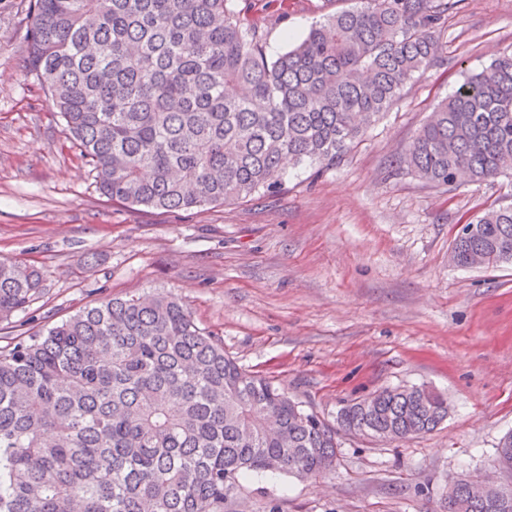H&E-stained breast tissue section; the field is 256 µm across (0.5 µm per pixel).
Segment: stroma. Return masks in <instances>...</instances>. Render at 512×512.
I'll return each mask as SVG.
<instances>
[{
	"label": "stroma",
	"instance_id": "obj_1",
	"mask_svg": "<svg viewBox=\"0 0 512 512\" xmlns=\"http://www.w3.org/2000/svg\"><path fill=\"white\" fill-rule=\"evenodd\" d=\"M19 0H0V261L46 289L0 322L10 338L105 297L169 293L240 365L332 423L346 402L425 385L450 403L421 438L340 435L336 468L247 481L232 512H441L452 476L497 468L512 431V263L449 259L458 226L512 203L498 178L446 192L392 167L433 108L512 49V0H457L431 68L334 166L288 169L232 205L164 211L108 201L24 73ZM356 0H238L276 57Z\"/></svg>",
	"mask_w": 512,
	"mask_h": 512
}]
</instances>
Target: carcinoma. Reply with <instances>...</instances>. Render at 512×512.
Listing matches in <instances>:
<instances>
[{
	"label": "carcinoma",
	"mask_w": 512,
	"mask_h": 512,
	"mask_svg": "<svg viewBox=\"0 0 512 512\" xmlns=\"http://www.w3.org/2000/svg\"><path fill=\"white\" fill-rule=\"evenodd\" d=\"M32 77L109 200L166 211L235 204L283 164L332 166L443 61L450 0H359L276 58L235 0H23ZM450 192L512 172V53L465 76L393 160ZM450 258L512 262V205L469 220ZM45 273L0 261V322ZM448 400L385 387L332 426L224 353L187 305L105 298L0 347V512H229L250 476L319 475L340 433L426 435ZM512 474V433L497 448ZM443 512H512L460 483Z\"/></svg>",
	"instance_id": "cac0c4a2"
}]
</instances>
